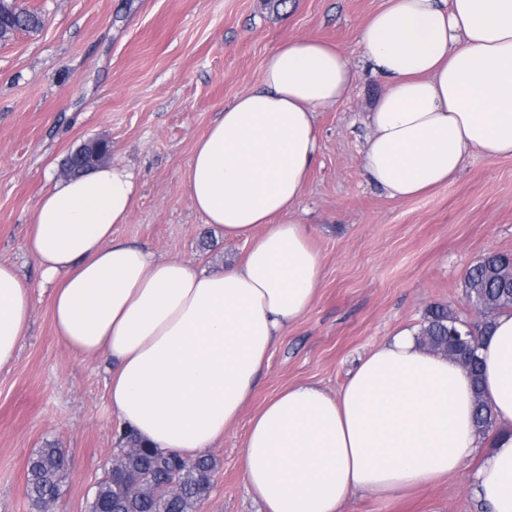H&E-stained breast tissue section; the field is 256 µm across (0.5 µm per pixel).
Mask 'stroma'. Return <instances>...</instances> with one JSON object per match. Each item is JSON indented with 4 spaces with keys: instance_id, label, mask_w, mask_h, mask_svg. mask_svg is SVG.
I'll return each mask as SVG.
<instances>
[{
    "instance_id": "35a3bbf8",
    "label": "stroma",
    "mask_w": 512,
    "mask_h": 512,
    "mask_svg": "<svg viewBox=\"0 0 512 512\" xmlns=\"http://www.w3.org/2000/svg\"><path fill=\"white\" fill-rule=\"evenodd\" d=\"M388 0H22L42 28L0 41V259L30 282L28 231L45 172L102 138L139 173V198L119 235L157 257L215 269L243 241L206 226L182 187L197 139L224 105L255 87L266 57L308 35L337 45L355 71L347 98L319 109L321 142L296 213L313 235L322 281L308 312L272 350L239 420L208 450L215 467L197 512H258L240 466L252 415L283 387L336 392L359 360L427 309L475 326L465 274L512 254V157L468 152L451 182L397 200L371 183L362 114L387 89L359 32ZM106 358H84L55 334L49 293H35L13 365L0 371V512H40L26 493L28 461L46 444L65 458L53 512H87L119 448ZM346 512H483L467 473L392 500L355 498Z\"/></svg>"
}]
</instances>
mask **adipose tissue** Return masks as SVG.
<instances>
[{
    "label": "adipose tissue",
    "instance_id": "1",
    "mask_svg": "<svg viewBox=\"0 0 512 512\" xmlns=\"http://www.w3.org/2000/svg\"><path fill=\"white\" fill-rule=\"evenodd\" d=\"M360 43L388 82L366 115L364 160L390 197L448 183L467 152L512 156V0H390ZM354 80L337 46L290 38L197 141L184 190L204 223L249 245L217 270L118 235L138 200L133 168L51 179L29 229L38 283L0 261V369L16 357L35 288L46 289L64 344L110 359L109 410L122 427L184 458L222 439L316 299L320 257L294 214L319 151L316 112ZM478 354L489 435L475 427L465 368L405 328L336 393L291 384L254 414L241 457L249 492L263 512H343L351 498L406 496L473 461L476 498L512 512V310L495 316Z\"/></svg>",
    "mask_w": 512,
    "mask_h": 512
}]
</instances>
